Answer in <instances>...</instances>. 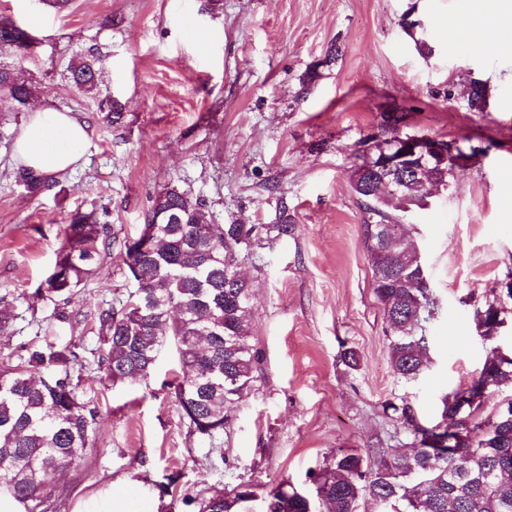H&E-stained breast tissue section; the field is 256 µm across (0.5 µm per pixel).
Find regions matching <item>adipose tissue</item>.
Returning a JSON list of instances; mask_svg holds the SVG:
<instances>
[{"label":"adipose tissue","instance_id":"1","mask_svg":"<svg viewBox=\"0 0 512 512\" xmlns=\"http://www.w3.org/2000/svg\"><path fill=\"white\" fill-rule=\"evenodd\" d=\"M492 29L484 44L494 54L512 48V0H473L463 24L458 28L462 42L473 34ZM89 143V130L76 114L41 102L32 111L15 145V155L26 168L43 175H57L74 167Z\"/></svg>","mask_w":512,"mask_h":512}]
</instances>
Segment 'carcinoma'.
<instances>
[{
    "label": "carcinoma",
    "instance_id": "obj_1",
    "mask_svg": "<svg viewBox=\"0 0 512 512\" xmlns=\"http://www.w3.org/2000/svg\"><path fill=\"white\" fill-rule=\"evenodd\" d=\"M35 38L16 22L0 21V51L24 58ZM70 81L91 93L99 79V58L88 51L69 67ZM33 89L14 70L0 65V97L21 108ZM485 83H469L467 105L480 111L486 105ZM123 105L110 99L103 121L122 125ZM381 135L364 141L372 154L399 133L405 116H382ZM28 192L36 195L46 178L29 169L20 171ZM352 189L364 210V232L374 230L377 247H366L372 268L373 294L390 329L388 353L393 373L405 381L424 376L431 361L425 325L434 301L421 280L425 266L416 263L420 249L407 234L389 233L415 207L425 205L422 188L411 177L399 181L397 194L373 187ZM268 241L295 230L287 207L277 222L266 224ZM254 225L216 224L206 204L176 186L157 192L141 233H153L150 250L130 263L133 241L124 242V264L136 289L120 309L98 315L102 336L99 368L114 383L147 378L160 353L174 348L179 371L167 382L174 402L188 421L190 433L213 439L228 432L227 407L241 401L259 370L261 357L250 343L252 288L230 277L248 252ZM109 246V228L95 212L76 211L65 225L46 291L67 302L74 288L96 269L100 251ZM497 297L474 311L481 336H498L504 318ZM75 353L71 345L35 346L27 354L0 357V497L21 505L23 512H48L55 497L49 476L73 466L88 448L98 411L78 397L72 384ZM512 379V356L487 358L475 382L498 388ZM471 385L457 387L442 398L438 421L419 417L403 396L382 403L385 415L409 441L376 460L355 452H341L312 477L308 496L293 486L273 488L265 498V512H362L375 498L372 512H512V398L500 411L485 413L483 402L455 420L459 401ZM455 438L459 450L450 460L431 442ZM256 498L252 485L238 484L224 495L197 498V512H245ZM232 504H227V500Z\"/></svg>",
    "mask_w": 512,
    "mask_h": 512
}]
</instances>
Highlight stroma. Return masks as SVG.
Returning <instances> with one entry per match:
<instances>
[{
  "label": "stroma",
  "mask_w": 512,
  "mask_h": 512,
  "mask_svg": "<svg viewBox=\"0 0 512 512\" xmlns=\"http://www.w3.org/2000/svg\"><path fill=\"white\" fill-rule=\"evenodd\" d=\"M466 13L467 0H69L61 10L0 0V16L39 41L31 57L5 52L0 63L33 83L35 99L85 121L91 139L73 171L30 195L13 150L31 111L0 101V309L10 316L0 353L71 345L73 382L100 410L91 448L53 480L55 512H158L165 484L172 512H194L190 499L242 482L256 492L251 512H263L268 491L308 489L338 451L396 447L387 398L405 396L434 420L450 389L478 377L495 343L473 311L512 271V50L460 46ZM407 17L421 21L431 55L405 32ZM90 50L102 70L86 94L67 66ZM473 79L488 90L480 112L463 98ZM109 98L124 106L121 127L102 120ZM392 111L406 115L401 132L476 150L449 189L404 219L436 302L432 368L409 383L389 364L351 189L362 141ZM168 185L204 199L218 224L274 223L283 201L296 227L256 236L243 262L261 370L232 407L229 434L212 440L190 433L168 394L173 351L145 381L111 383L98 365V315L135 289L123 243ZM78 209L96 210L110 245L64 304L39 287ZM350 348L354 370L342 362Z\"/></svg>",
  "instance_id": "35a3bbf8"
}]
</instances>
